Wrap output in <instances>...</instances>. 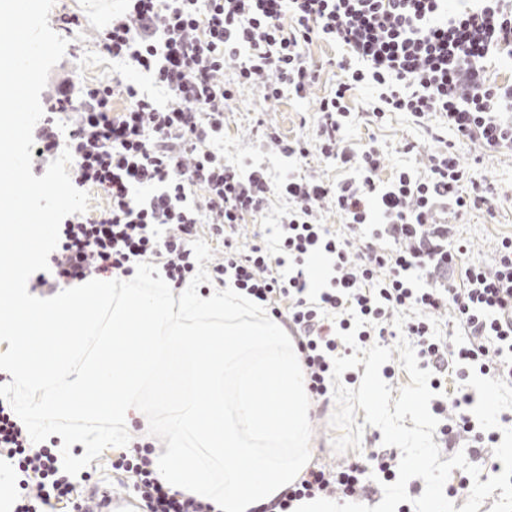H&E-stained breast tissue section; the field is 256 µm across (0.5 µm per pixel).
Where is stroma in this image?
<instances>
[{
    "label": "stroma",
    "mask_w": 512,
    "mask_h": 512,
    "mask_svg": "<svg viewBox=\"0 0 512 512\" xmlns=\"http://www.w3.org/2000/svg\"><path fill=\"white\" fill-rule=\"evenodd\" d=\"M119 0H55L51 18L62 14L78 15L81 24L67 36L68 45L64 58L52 69L41 102L58 97L66 84L73 80L88 83H108L113 77L124 76L127 80L152 90L150 78L131 68L121 67L104 54L98 46V34L112 15L113 8L119 7ZM312 57L322 62L323 68L318 81L311 87L306 99L296 100L284 97L275 102L263 101L258 93L244 88L230 112L224 116V137L220 142L224 158L234 163L254 162L264 165L276 175L286 173L290 162L275 148L261 142L255 130L259 123L274 125L281 137L292 139L312 135L313 125H302L303 114L312 108L336 84L337 68L328 64L329 59L340 57L338 46L318 42L311 47ZM373 98L370 87L360 86L352 90L348 105L356 120L344 131L349 149L360 150L373 145L384 155V166L379 173L380 182H387L400 167H410L415 174H423L430 154L440 148L432 139L428 128L438 125V116H431L428 125L422 126L404 112L390 113L384 123L366 124L362 118ZM463 163L479 177L491 182L493 196L489 207L472 211L461 220L455 221L451 230L453 237L465 240L469 245L471 260L492 266L494 250L499 240L512 235V149L489 150L481 143L473 142L461 149ZM335 410L334 403L314 401L310 423L312 426L311 446L314 450L313 465L337 468L353 462H365L368 455L378 453L399 456L395 447L382 444L379 429L366 426L360 449H348L339 453L333 448V441L339 432L330 425ZM115 447L107 448L99 458L85 467L84 479L78 480V492L92 490L101 480L111 479L117 491L131 490L133 478L130 473L116 470L112 462L118 455Z\"/></svg>",
    "instance_id": "obj_1"
}]
</instances>
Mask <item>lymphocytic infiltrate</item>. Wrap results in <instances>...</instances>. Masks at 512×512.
<instances>
[{
  "mask_svg": "<svg viewBox=\"0 0 512 512\" xmlns=\"http://www.w3.org/2000/svg\"><path fill=\"white\" fill-rule=\"evenodd\" d=\"M101 33L112 58L147 73L162 88L158 104L134 85L83 84L57 98L34 132V157L70 150V178L81 190L104 193L107 206L87 217L70 215L48 272L34 285L56 291L91 278L134 275L141 262L159 264L170 287H182L198 270L191 244L199 224L224 243V258L208 268L216 286L233 283L296 338L308 388L326 396L332 360L352 330L348 312L365 319L357 342L388 333L387 320L415 310L406 326L421 367L467 378L470 371L512 382V236L498 244L492 267L468 259L462 240H449L436 217H462L487 205L491 189L469 176L456 143L432 156L426 176L397 171L378 188L383 164L373 147L353 155L342 145L354 115L348 93L366 83L376 91L368 122L406 112L415 120L439 113L458 140L490 149L512 148V123L499 112L512 108V83L487 75L495 53H512V0H125ZM340 45L346 56L336 86L315 109L313 139L268 138L287 156L323 159L359 172L357 180L331 184L288 173L271 180L265 169L240 172L213 143L224 134V114L239 87L264 100L304 98L318 68L309 47ZM122 109H114L115 96ZM75 112L67 140L53 129L57 115ZM203 192L205 206L190 204ZM288 206L274 242L239 245L248 219L262 215L272 197ZM332 199L348 229H370L393 239V249L367 248L353 257L348 239L317 222L314 211ZM334 271L328 288L307 299L306 265L313 256ZM284 307H277V300ZM453 310L464 342L449 350L430 318ZM21 474L9 512H44L71 499L70 477L56 450L32 442L11 405L0 399V458ZM113 468L132 473L147 512H215L212 503L163 485L148 456L120 453ZM368 479L365 466L336 471L309 469L284 497L278 512L295 501L340 491L351 497Z\"/></svg>",
  "mask_w": 512,
  "mask_h": 512,
  "instance_id": "f902f5d3",
  "label": "lymphocytic infiltrate"
}]
</instances>
